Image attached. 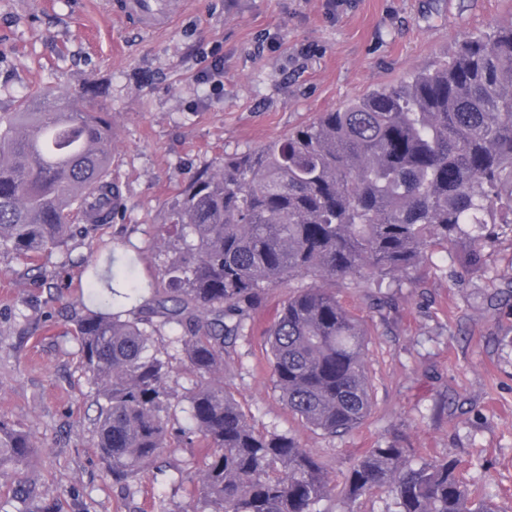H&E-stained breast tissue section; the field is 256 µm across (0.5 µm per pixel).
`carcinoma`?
<instances>
[{
    "label": "carcinoma",
    "mask_w": 512,
    "mask_h": 512,
    "mask_svg": "<svg viewBox=\"0 0 512 512\" xmlns=\"http://www.w3.org/2000/svg\"><path fill=\"white\" fill-rule=\"evenodd\" d=\"M83 92L37 91L0 116V250L31 259L75 223L112 217V124ZM166 283L142 303L132 265L87 270L93 309L76 316L96 406V448L126 488L158 470L172 436L198 440L200 512H319L336 484L288 433L259 432L224 383L227 340L264 288L297 277L383 280L465 239L482 262L488 225L512 234V24L463 38L455 54L396 89H377L194 181L170 211ZM181 334L163 343L158 332ZM367 332L327 288L288 297L268 332L272 382L295 417L328 436L369 416ZM183 352L197 377L169 385ZM188 404L189 423L172 420ZM35 444L0 417V479ZM384 492L391 512H497L451 460L365 450L341 495L348 512Z\"/></svg>",
    "instance_id": "1"
}]
</instances>
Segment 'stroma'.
<instances>
[{"label": "stroma", "instance_id": "35a3bbf8", "mask_svg": "<svg viewBox=\"0 0 512 512\" xmlns=\"http://www.w3.org/2000/svg\"><path fill=\"white\" fill-rule=\"evenodd\" d=\"M509 23L512 0H192L171 28L147 32L101 0H0V113L36 90L101 88L123 198L111 223L75 228L60 248L32 259L0 251V416L36 445L0 497L21 485L33 512L47 502L55 512H195L167 477L113 484L96 450L74 323L86 267L109 251L134 262L145 287H163V226L200 173ZM217 58L223 74L207 77ZM468 253L462 241L380 284L330 283L369 331L374 406L359 428L330 437L306 427L272 384L267 331L289 295L314 286L309 277L265 291L224 356L225 386L257 429L292 434L335 482L363 450L392 443L416 460H457L512 512V237L493 239L480 267Z\"/></svg>", "mask_w": 512, "mask_h": 512}]
</instances>
